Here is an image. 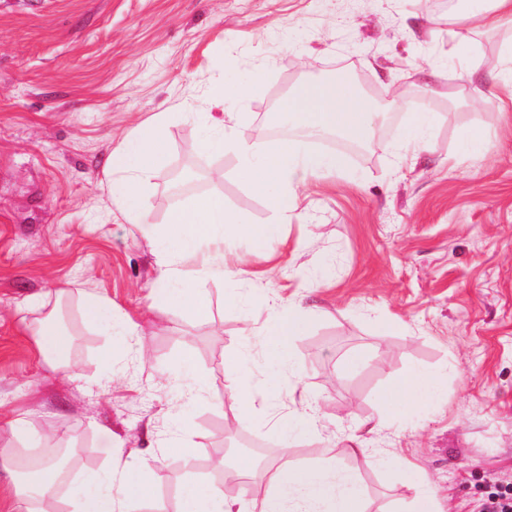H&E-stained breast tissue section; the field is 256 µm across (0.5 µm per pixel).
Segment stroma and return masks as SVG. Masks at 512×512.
<instances>
[{"label":"stroma","mask_w":512,"mask_h":512,"mask_svg":"<svg viewBox=\"0 0 512 512\" xmlns=\"http://www.w3.org/2000/svg\"><path fill=\"white\" fill-rule=\"evenodd\" d=\"M448 13L417 0H0V443L37 448L50 436L76 448L73 481L106 470L109 442L121 443L149 461L155 492L139 512H178L187 480H219L228 421L273 460L332 449L358 475L367 512H405L406 461L438 486L440 512H479L493 485H512V112L493 107L490 75L512 30L469 20L480 73L433 76L427 63L456 49ZM347 59L398 102L382 143L303 187L279 238L223 242L232 275L194 279L208 319L152 309L169 217L199 196L169 194L176 168L219 172L210 193L250 223L271 220L233 156L199 150L211 118L238 117L263 146L283 98ZM216 81L254 91L246 105L214 107ZM422 111L435 115L427 148L398 163L392 148ZM160 112L167 152L142 194L150 223L132 224L112 202L108 162ZM476 127L489 151L460 154ZM63 288L72 378L48 368L26 328L41 315L28 297L50 305ZM85 292L111 303V315L85 321ZM273 296L318 310L275 383L258 338ZM130 322L146 361L112 349ZM384 322L393 329L382 337ZM237 351L249 352L258 388L276 392L249 420L224 400V357ZM354 354L358 365L346 367ZM184 357L206 378L204 402L188 412L187 463L164 454L186 400L168 372ZM414 364L436 374L438 395L366 434L384 466L350 455L354 428L377 419L381 392ZM304 398L320 408L316 430L279 437L273 417ZM18 410L28 424L17 438L7 420Z\"/></svg>","instance_id":"stroma-1"}]
</instances>
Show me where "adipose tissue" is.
<instances>
[{
	"instance_id": "1",
	"label": "adipose tissue",
	"mask_w": 512,
	"mask_h": 512,
	"mask_svg": "<svg viewBox=\"0 0 512 512\" xmlns=\"http://www.w3.org/2000/svg\"><path fill=\"white\" fill-rule=\"evenodd\" d=\"M479 17L489 32L512 29V0H456L454 17L464 22ZM281 110L293 124V137L256 148L241 125H225L203 139L209 154H230L237 161L238 179L261 196L273 216L268 224L249 223L242 215L227 210L220 195L195 200L187 209L173 212L168 236L178 245V255L157 258L156 286L150 306L165 310L190 306L196 317H206L208 307L196 301L192 280L181 277L178 260L194 262L201 275L220 278L227 272L222 254L212 251L214 240L241 236L261 244L279 237L298 207L299 192L307 182L324 172L343 169V157L326 155L312 148V140L338 130L352 139L369 137L383 111L362 98L346 83L317 81L301 85L282 103ZM167 118L155 115L136 128L112 154V200L134 224L147 223L141 205L145 184L166 151ZM59 307H52L30 326L36 344L50 369L69 367L72 339L56 321ZM310 310L299 303L272 301L269 320L261 341L264 356L278 367L290 363V349L308 328ZM227 381L225 397L241 418L257 414V403L248 370L247 354L237 352L224 360ZM433 375L420 367L408 369L380 395L386 417L407 419L413 410L431 400ZM52 448H45L41 462L23 465L17 447L0 445V471L15 478L14 512H55V490L60 469L52 461ZM266 492L248 503L224 497L222 487L192 479L185 483L180 512H365L363 492L357 475L337 467L332 456L314 462L281 459L263 470ZM69 495L77 512H131L152 495L144 469L126 459L122 447L110 450L106 475L89 474L74 482Z\"/></svg>"
}]
</instances>
